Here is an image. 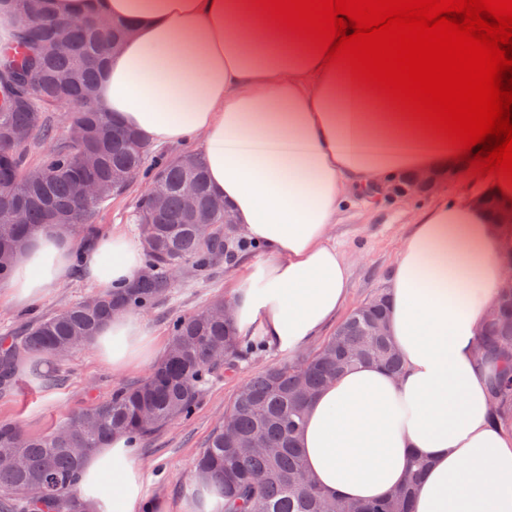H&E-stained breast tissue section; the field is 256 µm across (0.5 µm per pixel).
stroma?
<instances>
[{
	"label": "stroma",
	"mask_w": 512,
	"mask_h": 512,
	"mask_svg": "<svg viewBox=\"0 0 512 512\" xmlns=\"http://www.w3.org/2000/svg\"><path fill=\"white\" fill-rule=\"evenodd\" d=\"M143 190V184L136 182L124 194L112 198L95 218L97 233L121 230L136 236L134 207ZM412 212L408 204L361 202L339 216L332 238L351 261L346 310L357 308L387 288V276L411 227ZM263 256L262 248L254 246L234 260L217 261L205 275L177 273L169 296L143 314L159 346L168 344L172 319L190 315L214 298L229 297L237 274ZM93 292V287L76 275L31 308L15 309L1 301L0 336L20 335L33 317L51 314ZM333 333V328H326L323 336L291 355L266 343L262 350L240 360L234 371L209 384L190 419L174 421L142 438L135 454L145 470L149 495L177 500L189 493L193 462L203 452L239 387L271 365L309 355ZM146 375L143 369L113 374L110 365L99 360L91 348L83 347L55 362L47 375L16 379L11 390L0 393V420L13 421L23 431L39 435L83 408L109 398L114 388L139 382Z\"/></svg>",
	"instance_id": "stroma-1"
}]
</instances>
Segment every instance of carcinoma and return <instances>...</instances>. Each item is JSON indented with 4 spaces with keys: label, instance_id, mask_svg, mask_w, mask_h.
Listing matches in <instances>:
<instances>
[{
    "label": "carcinoma",
    "instance_id": "carcinoma-1",
    "mask_svg": "<svg viewBox=\"0 0 512 512\" xmlns=\"http://www.w3.org/2000/svg\"><path fill=\"white\" fill-rule=\"evenodd\" d=\"M51 2L0 0V15L20 21L14 51L0 58V281L9 278L16 255L37 231L61 224L94 234L97 212L133 174L149 186L162 185L163 194L158 200L148 190L135 207L144 273L128 287L90 295L32 319L20 336L0 339V386L12 380L13 362L44 353L64 357L88 344L115 313L155 306L173 288L172 270L189 266L203 274L247 248L246 240L224 228V201L210 193L201 156L161 164L135 130L98 107V74L128 27L103 24L89 13L62 42L57 27L63 21L51 15ZM47 140L53 148L30 161L29 149ZM189 183L198 200L191 215L183 196ZM200 216L206 223H195ZM388 309L387 293L373 296L312 354L272 366L238 390L228 410L231 422L219 423L195 461V475L222 483L224 512H410L426 459L414 458L408 484L382 501L336 502L308 477L297 444L307 405L338 373L365 362L400 370L390 337L373 335ZM477 346L481 358L499 366L494 399L503 424L512 425L511 296L499 301ZM249 350L218 297L172 322L165 355L145 379L115 389L41 435L0 420V512H87L73 492L84 454L116 433L143 437L190 418L202 389Z\"/></svg>",
    "mask_w": 512,
    "mask_h": 512
}]
</instances>
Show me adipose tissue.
<instances>
[{
  "label": "adipose tissue",
  "mask_w": 512,
  "mask_h": 512,
  "mask_svg": "<svg viewBox=\"0 0 512 512\" xmlns=\"http://www.w3.org/2000/svg\"><path fill=\"white\" fill-rule=\"evenodd\" d=\"M91 11L135 29L108 54L100 109L154 146L201 139L212 193L241 235L266 250L234 289V322L282 351L305 345L345 306L350 261L331 239L341 211L404 174L460 173L462 194L439 193L414 214L390 275L388 323L401 374L372 363L339 374L309 404L298 444L310 477L336 500L386 497L418 454L430 467L413 512H512V431L493 418L498 367L477 357L505 276L504 231L474 203L493 178L465 176L451 149L320 67L242 0L53 2L60 19ZM143 258L141 244L121 231L84 247L70 232H39L0 297L30 307L66 283L77 261L106 294L136 280ZM92 345L118 373L159 357L134 312L113 316ZM108 476L116 485L104 495ZM194 486L176 503L148 497L130 439L116 435L85 456L74 491L89 512H224L221 483Z\"/></svg>",
  "instance_id": "obj_1"
}]
</instances>
